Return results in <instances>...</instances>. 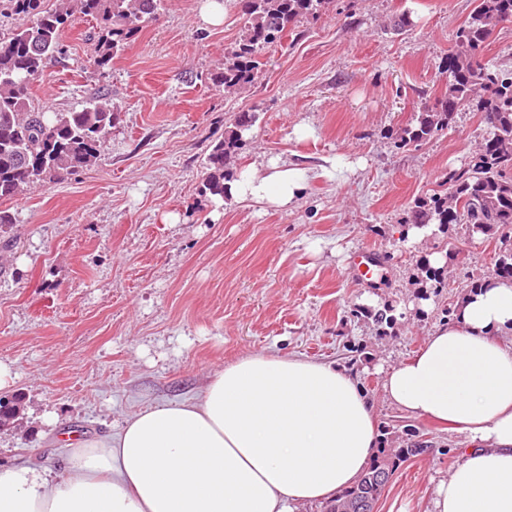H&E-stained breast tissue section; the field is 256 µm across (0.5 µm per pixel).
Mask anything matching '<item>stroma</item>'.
<instances>
[{"mask_svg":"<svg viewBox=\"0 0 512 512\" xmlns=\"http://www.w3.org/2000/svg\"><path fill=\"white\" fill-rule=\"evenodd\" d=\"M198 0H163L111 68L92 65L99 28L74 15L64 58L34 82L36 106L66 112L107 98L119 107L96 164L0 200V361L25 398L19 432L0 434V465L65 474L62 435L96 439L132 413L196 396L224 365L259 351L299 354L357 372L385 445L427 442L399 463L375 512H428L461 460L463 435L409 416L383 392V370L417 352L473 286L493 274L495 234L465 225L409 242L415 199L448 191L487 136L480 113L455 112L422 146L399 128L446 83L441 66L474 0H332L269 47L262 72L234 93L212 84L244 32L236 0L207 29ZM407 14L405 30H391ZM241 112L257 115L236 165L277 157L309 167L344 157L343 178H317L288 211L220 206L203 161ZM312 128L309 137L299 136ZM373 250L371 280L348 273ZM439 283L415 285L432 254ZM391 325L377 327L374 314Z\"/></svg>","mask_w":512,"mask_h":512,"instance_id":"obj_1","label":"stroma"}]
</instances>
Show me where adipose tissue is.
<instances>
[{
  "instance_id": "adipose-tissue-1",
  "label": "adipose tissue",
  "mask_w": 512,
  "mask_h": 512,
  "mask_svg": "<svg viewBox=\"0 0 512 512\" xmlns=\"http://www.w3.org/2000/svg\"><path fill=\"white\" fill-rule=\"evenodd\" d=\"M239 169L226 196L288 209L309 182L343 173L269 159ZM512 281L491 277L450 323L386 372V397L469 443L430 512H512ZM373 405L355 374L295 354L256 352L214 372L187 401L74 441L68 469L0 466V512H301L353 485L377 452Z\"/></svg>"
}]
</instances>
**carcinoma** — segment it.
<instances>
[{"instance_id": "cac0c4a2", "label": "carcinoma", "mask_w": 512, "mask_h": 512, "mask_svg": "<svg viewBox=\"0 0 512 512\" xmlns=\"http://www.w3.org/2000/svg\"><path fill=\"white\" fill-rule=\"evenodd\" d=\"M31 23L0 36V199L30 186H45L62 173H75L97 162L116 119L118 107L99 99L71 112H47L33 106L31 86L47 61L62 54V36L74 14L100 22L93 65L105 70L150 22L162 0H7ZM476 6L457 32L455 49L444 61L445 92L400 129L396 147L418 146L448 128L454 112L469 106L482 114L488 136L467 169L450 177L446 194L418 200L411 223L465 224L473 233H499L495 275L512 280V70L495 67L483 52L495 29L512 23V0H475ZM328 0H238L246 31L228 52L213 82L227 90L252 82L263 66L265 50L280 42L291 27L319 14ZM255 114L242 112L224 140L207 155L205 187L224 193V179L234 173L241 131ZM425 453L412 441L394 454L379 456L355 485L329 501L324 512H357L355 502L376 503L385 490L378 480L384 469Z\"/></svg>"}]
</instances>
